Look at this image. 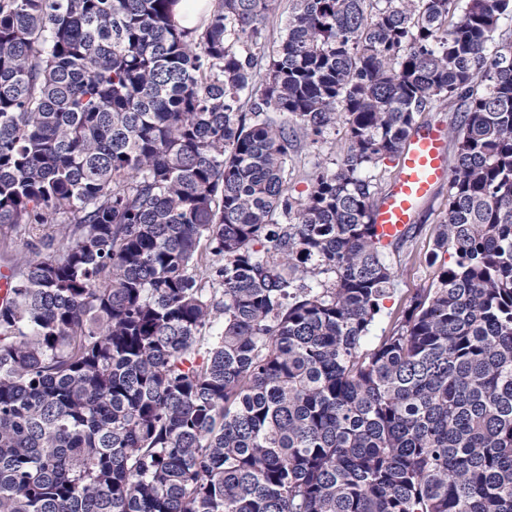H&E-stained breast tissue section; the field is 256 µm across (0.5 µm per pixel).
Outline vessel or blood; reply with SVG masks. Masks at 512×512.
<instances>
[{
	"mask_svg": "<svg viewBox=\"0 0 512 512\" xmlns=\"http://www.w3.org/2000/svg\"><path fill=\"white\" fill-rule=\"evenodd\" d=\"M448 178V142L441 130L427 126L406 140L399 173L372 207V222L382 243L401 238L413 224L418 207L430 200Z\"/></svg>",
	"mask_w": 512,
	"mask_h": 512,
	"instance_id": "obj_1",
	"label": "vessel or blood"
}]
</instances>
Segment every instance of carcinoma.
Here are the masks:
<instances>
[{"label":"carcinoma","mask_w":512,"mask_h":512,"mask_svg":"<svg viewBox=\"0 0 512 512\" xmlns=\"http://www.w3.org/2000/svg\"><path fill=\"white\" fill-rule=\"evenodd\" d=\"M177 2L0 0V512H512V0ZM439 107L453 263L372 344ZM209 6V0H180L175 6V12L183 20L185 26H194L201 11ZM344 132L342 127H338L336 133L331 132L326 135L323 143L312 145L310 139L303 135L302 132L298 133L297 139L294 142L295 147L291 153L293 164L301 166L304 163H312L317 160L325 163L330 168L336 167L333 163L340 160L343 147H344ZM37 248H40L37 240L16 233L6 226L2 227L0 231V272L2 268L23 262Z\"/></svg>","instance_id":"obj_1"}]
</instances>
